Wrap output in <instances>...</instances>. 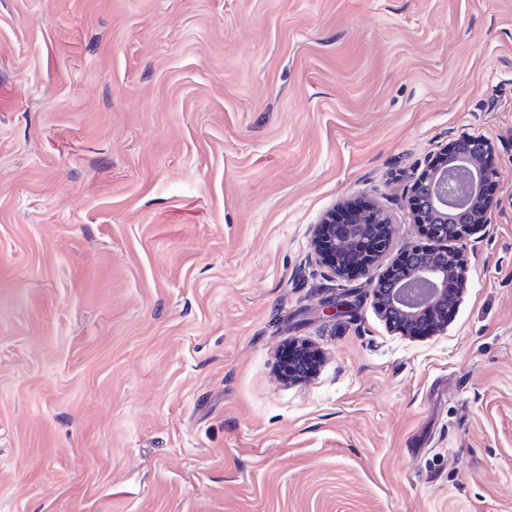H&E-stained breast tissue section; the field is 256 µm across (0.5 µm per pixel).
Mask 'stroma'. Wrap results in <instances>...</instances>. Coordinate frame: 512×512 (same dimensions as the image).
<instances>
[{"mask_svg": "<svg viewBox=\"0 0 512 512\" xmlns=\"http://www.w3.org/2000/svg\"><path fill=\"white\" fill-rule=\"evenodd\" d=\"M463 133L491 224L413 341L311 231L379 206L392 266ZM0 512H512V0H0Z\"/></svg>", "mask_w": 512, "mask_h": 512, "instance_id": "1", "label": "stroma"}]
</instances>
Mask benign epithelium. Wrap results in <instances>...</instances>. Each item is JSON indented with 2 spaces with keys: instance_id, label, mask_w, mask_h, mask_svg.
<instances>
[{
  "instance_id": "benign-epithelium-1",
  "label": "benign epithelium",
  "mask_w": 512,
  "mask_h": 512,
  "mask_svg": "<svg viewBox=\"0 0 512 512\" xmlns=\"http://www.w3.org/2000/svg\"><path fill=\"white\" fill-rule=\"evenodd\" d=\"M493 147L484 137L463 134L431 159L408 188L412 223L439 242L433 254L408 246L407 276L391 267L374 278L371 296L387 326L412 339L437 334L448 326L468 283L464 259L466 237L489 224L493 201L488 188L498 170L491 161ZM336 214L327 212L314 227L311 244L318 259L339 278L372 270L387 248L390 221L377 208L354 213L341 236L332 234ZM454 283L448 295V283Z\"/></svg>"
}]
</instances>
